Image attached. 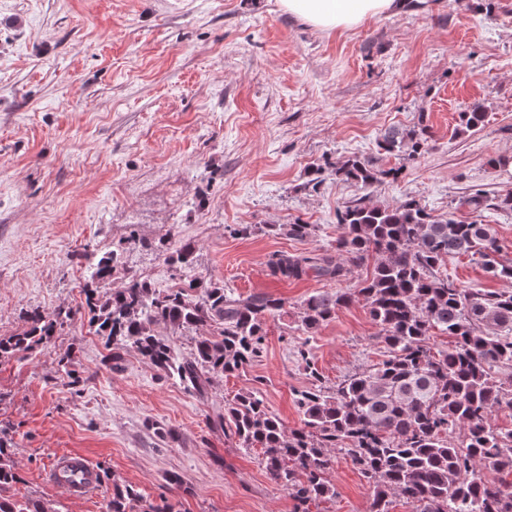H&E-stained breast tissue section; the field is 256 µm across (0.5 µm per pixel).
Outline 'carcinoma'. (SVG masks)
Masks as SVG:
<instances>
[{
    "instance_id": "obj_1",
    "label": "carcinoma",
    "mask_w": 512,
    "mask_h": 512,
    "mask_svg": "<svg viewBox=\"0 0 512 512\" xmlns=\"http://www.w3.org/2000/svg\"><path fill=\"white\" fill-rule=\"evenodd\" d=\"M429 128L387 130L379 146L388 154L410 147L421 154ZM364 187L395 180L401 168L381 169L369 159H338L312 170ZM150 247L130 235L89 262L83 303L75 309L25 313V328L0 337V358L31 354L79 315L111 349L117 368L130 343L152 365L200 397L215 376L235 375L259 357L267 323L284 314L285 302L266 293L240 295L204 277L159 292L127 266L126 255ZM336 255L274 253L267 261L280 280L314 276L335 282L349 267L373 261L359 287L314 293L303 300L295 330L312 336L337 311L361 303L378 329L384 359L344 377L329 391L298 393L303 426L288 430L269 410L260 388L224 401L211 420L244 450H261L270 478L295 501V512L336 496L327 479L335 455L348 456L372 489L369 512H390L391 498L406 499L414 512H512V429L491 424V415L512 413V291L461 288L441 267L448 257L468 255L493 277L512 283V259H503L487 224H461L431 215L414 200L397 206L359 202L338 213ZM157 255L170 267L192 270L195 248L164 241ZM121 279L124 286L112 287ZM196 334L187 356L155 330ZM452 338L433 350L430 337ZM61 377L74 394L81 379L73 358L60 355ZM20 479L13 439L0 428V512H59L39 499L19 503L1 491ZM175 505L143 503L127 486L112 494L106 512H174Z\"/></svg>"
}]
</instances>
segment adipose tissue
Segmentation results:
<instances>
[{
    "mask_svg": "<svg viewBox=\"0 0 512 512\" xmlns=\"http://www.w3.org/2000/svg\"><path fill=\"white\" fill-rule=\"evenodd\" d=\"M282 11L321 30L353 28L368 18L403 10L405 0H278Z\"/></svg>",
    "mask_w": 512,
    "mask_h": 512,
    "instance_id": "adipose-tissue-1",
    "label": "adipose tissue"
}]
</instances>
